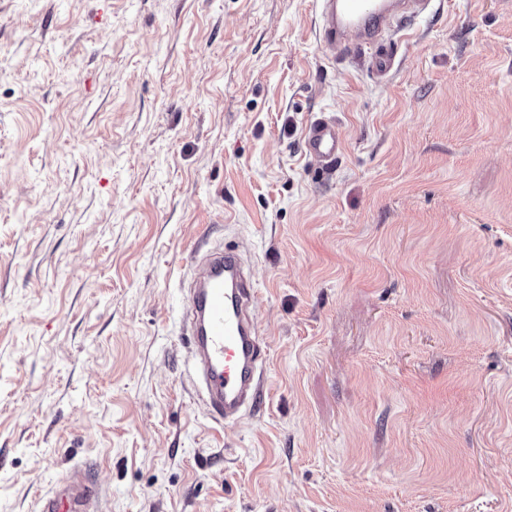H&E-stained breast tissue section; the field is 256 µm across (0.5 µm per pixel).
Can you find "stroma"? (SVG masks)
<instances>
[{
	"label": "stroma",
	"instance_id": "35a3bbf8",
	"mask_svg": "<svg viewBox=\"0 0 512 512\" xmlns=\"http://www.w3.org/2000/svg\"><path fill=\"white\" fill-rule=\"evenodd\" d=\"M377 49L315 0H0V512L76 466L99 512H512V0ZM216 245L268 339L227 423L183 325ZM307 154L323 169H332L342 154L336 123L326 118L314 121L305 133Z\"/></svg>",
	"mask_w": 512,
	"mask_h": 512
}]
</instances>
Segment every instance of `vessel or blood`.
Returning a JSON list of instances; mask_svg holds the SVG:
<instances>
[{
  "mask_svg": "<svg viewBox=\"0 0 512 512\" xmlns=\"http://www.w3.org/2000/svg\"><path fill=\"white\" fill-rule=\"evenodd\" d=\"M318 34L332 48L361 56L397 24L431 14L433 0H317ZM305 150L322 168L342 154L334 121L320 118L305 133ZM251 278L242 256L213 248L194 256L185 287L187 354L197 397L212 417L237 419L255 409L268 342L251 315ZM98 490L87 469L70 470L39 500V512H96Z\"/></svg>",
  "mask_w": 512,
  "mask_h": 512,
  "instance_id": "obj_1",
  "label": "vessel or blood"
}]
</instances>
